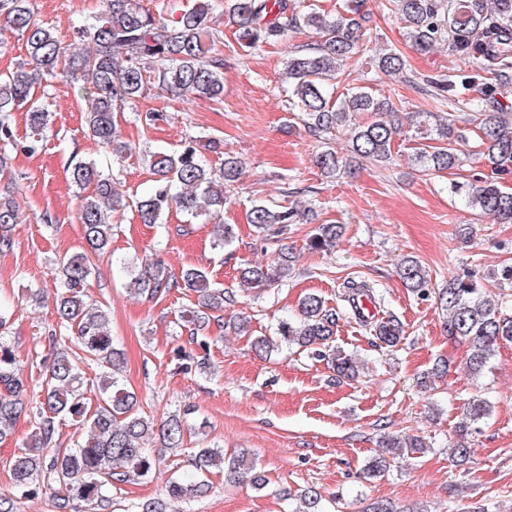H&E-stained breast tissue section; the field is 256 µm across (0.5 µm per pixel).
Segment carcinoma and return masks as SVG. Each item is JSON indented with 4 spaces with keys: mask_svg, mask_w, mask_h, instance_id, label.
<instances>
[{
    "mask_svg": "<svg viewBox=\"0 0 512 512\" xmlns=\"http://www.w3.org/2000/svg\"><path fill=\"white\" fill-rule=\"evenodd\" d=\"M388 10L398 15L407 29L411 47L427 53L448 42V49L480 59L468 75L454 80L447 75L424 79L437 105L447 104L474 113L477 155L492 176L476 177L451 185V193L473 210L502 223L512 222V192L496 179L512 173V113L489 112L477 98H465L462 89L479 86L492 93L512 81V0H387ZM229 15L236 27L241 47L255 50L263 44L287 40L288 34L309 27L320 41L311 47L288 51L285 79L292 110L301 114L311 132L333 134L351 125L352 116L366 115L354 125L351 155L334 150L317 156L316 164L328 178L344 173L356 159L385 162L392 156L397 133V109L387 97H376L364 90H352L340 101L331 100L329 83L336 71L359 53L371 22L363 10V0H348L346 15L332 17L317 10L308 0H228ZM212 5L199 3L181 12L170 25L137 4V0H105V10L86 21L78 39L86 48L75 50L39 22L32 0H0V21L26 40L30 62L8 74H0V143L13 142L12 113L24 110L35 139L24 146L33 153L36 137L48 129L50 112L38 94L42 85L78 84L91 97L86 115L87 132L104 151L122 158L130 144L121 140L114 112L124 109L145 90L157 83L160 89L182 96L222 101L224 98V57L216 48L210 26ZM372 66L386 76L405 70L403 55L384 49L372 58ZM415 136L433 145L420 148L413 161L422 172L448 171L459 165L468 136L450 112H414ZM154 186L146 195L128 200L114 187L113 167L95 160H79L71 166L70 181L78 189L79 220L84 239L96 255L109 252L112 244V214L134 208L145 224H159L177 209L194 219H209L224 211V187L237 182L242 174L240 161L227 154L224 166L215 171L203 159L191 136L177 155L155 152L150 155ZM93 187L86 194L87 187ZM296 211L282 205L257 203L251 207L248 223L264 237L288 234ZM19 206L0 193V250L11 246L9 231L18 223ZM339 224H323L310 241L315 250H327L341 236ZM128 290L136 296L159 299L174 291H193L204 307L222 311L235 302V294L211 287L207 273L188 266L176 274L155 262L123 264ZM293 271L291 257L281 252L264 266L239 268L241 284L256 290L281 285ZM91 273L84 253L62 259L59 268L56 310L60 327L75 330L72 349L53 348V359L42 383L41 400L35 407L26 399L27 388L20 377L18 360L8 342L11 316L0 309V443L10 437L21 416L35 419V432L26 448L9 463L15 491L32 496L40 486L55 488V508L70 512L77 502L90 512H105L110 506L112 486L155 475L159 455L145 447L144 438L154 432L153 420L138 410V398L120 378L123 353L106 331L108 314L91 303L84 285ZM404 285L419 296H426L430 281L422 265L413 257L399 267ZM376 301L367 284L347 282L345 301L353 315L369 326L379 346L393 348L404 334L402 322L394 315L369 322L358 308L361 297ZM438 300L446 315L444 330L448 339L467 345L465 364L473 376L482 373L498 342H512V306L486 296L476 280L468 275L448 281ZM336 310L326 306L321 296L310 293L299 303L298 317L283 320L277 327L281 343L312 355L328 357L338 380H354L359 375L356 362L330 342L336 332ZM93 361L100 368L96 382H88L80 364ZM97 390V404L88 401L90 388ZM491 413L485 399L474 398L464 408L460 438L449 446L450 455L465 463L471 453L465 432L468 426L483 422ZM70 420L82 430L72 448H56L54 437L60 423ZM191 433L186 422L172 415L159 428L163 448H179ZM426 446L418 438L385 437L363 467L366 478L383 476L393 464L409 454L423 453ZM224 468V476L235 483L249 482L262 489L267 480L256 471L247 452L231 458L224 449L203 447L195 451L192 470L171 479L161 497L137 504L136 512H175V502L194 501L211 490L206 474ZM304 512H324L323 496L315 488L301 491Z\"/></svg>",
    "mask_w": 512,
    "mask_h": 512,
    "instance_id": "carcinoma-1",
    "label": "carcinoma"
}]
</instances>
